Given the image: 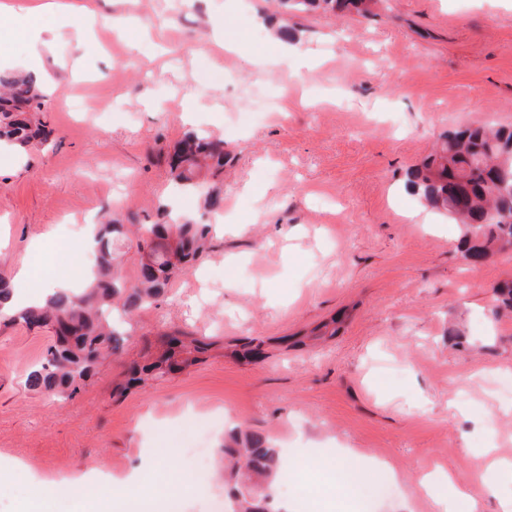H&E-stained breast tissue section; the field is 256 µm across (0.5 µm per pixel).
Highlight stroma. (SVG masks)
<instances>
[{"label": "stroma", "instance_id": "35a3bbf8", "mask_svg": "<svg viewBox=\"0 0 512 512\" xmlns=\"http://www.w3.org/2000/svg\"><path fill=\"white\" fill-rule=\"evenodd\" d=\"M95 16L82 38L38 47L14 24L7 71L39 55L37 119L50 135L0 156V277L31 248L39 293L57 273L81 285L86 225L160 222L172 203L165 157L191 128L224 140L233 161L217 188L223 232L130 319L124 351L73 395L29 389L54 336L0 318V512H59L44 481L119 476L143 466L149 512L232 505L220 445L231 428L262 434L288 460L289 496L311 512H434L421 483L448 473L475 512L512 494L485 468L512 462V317L494 287L512 252L481 264L458 228L421 209L405 172L448 128L483 117L512 125V0H375L369 13L285 17L275 0H68ZM133 15L125 30L113 17ZM223 22V37L213 34ZM296 28L300 57L269 42ZM195 108L185 122L186 105ZM346 312L335 336L308 333ZM179 330L208 342L185 369L130 382L133 362ZM211 450L206 482L187 449ZM368 471L362 494L328 491L324 454Z\"/></svg>", "mask_w": 512, "mask_h": 512}]
</instances>
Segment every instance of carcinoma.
Masks as SVG:
<instances>
[{"label": "carcinoma", "mask_w": 512, "mask_h": 512, "mask_svg": "<svg viewBox=\"0 0 512 512\" xmlns=\"http://www.w3.org/2000/svg\"><path fill=\"white\" fill-rule=\"evenodd\" d=\"M283 13L299 14L318 9H360L364 0H278ZM35 81L15 73L0 74V140L27 150L47 137L33 123L29 111L41 106ZM229 153L224 142L209 134L189 132L169 161L174 191L199 194L209 182L224 177ZM407 186L423 205L452 219L461 235L458 249L472 261H482L512 250V127L471 122L448 130L442 142L420 166L406 173ZM211 225L172 217L165 224H146L134 232L142 255L139 275L127 279L117 250L125 225L107 221L98 226L96 283L76 294L58 291L44 305L17 316L27 326H49L55 342L44 363L30 371L27 386L36 391L75 393L94 364L105 354H117L126 341L122 325L106 314L117 310L129 316L155 302L174 275L191 266L202 253ZM493 314L512 311V281L495 287ZM193 346L206 352L209 344L184 339V333H163L165 351L137 372L162 376L192 362L178 353ZM223 460L231 465L230 477L241 480L244 490L236 497L237 512H265L275 476L287 474L280 453L260 434L238 428L224 435Z\"/></svg>", "instance_id": "carcinoma-1"}]
</instances>
